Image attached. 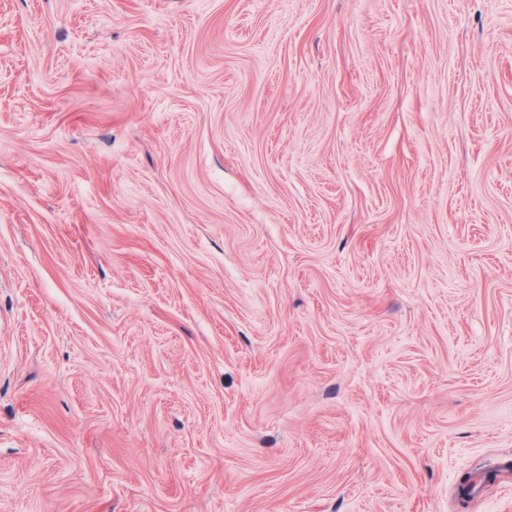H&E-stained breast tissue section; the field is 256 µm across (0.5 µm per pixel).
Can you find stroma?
<instances>
[{"mask_svg": "<svg viewBox=\"0 0 512 512\" xmlns=\"http://www.w3.org/2000/svg\"><path fill=\"white\" fill-rule=\"evenodd\" d=\"M512 0H0V512H512Z\"/></svg>", "mask_w": 512, "mask_h": 512, "instance_id": "35a3bbf8", "label": "stroma"}]
</instances>
